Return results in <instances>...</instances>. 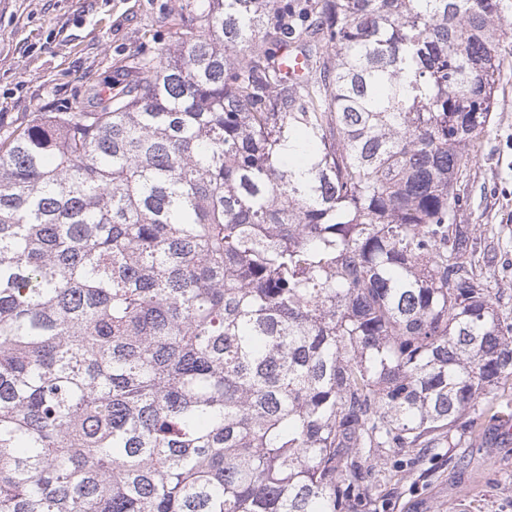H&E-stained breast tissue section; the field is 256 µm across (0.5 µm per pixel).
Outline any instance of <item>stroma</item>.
Instances as JSON below:
<instances>
[{
	"label": "stroma",
	"mask_w": 512,
	"mask_h": 512,
	"mask_svg": "<svg viewBox=\"0 0 512 512\" xmlns=\"http://www.w3.org/2000/svg\"><path fill=\"white\" fill-rule=\"evenodd\" d=\"M184 0H0V126L74 101L99 104L137 76L138 51L173 43ZM463 186L467 224L487 228L491 271L512 283V55H503L492 128ZM487 435L469 448H442L436 460L379 466L382 512H512V438L492 432V415L512 413V385L482 399Z\"/></svg>",
	"instance_id": "1"
}]
</instances>
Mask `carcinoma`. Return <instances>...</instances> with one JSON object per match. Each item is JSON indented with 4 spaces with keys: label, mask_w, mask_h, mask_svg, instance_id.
Wrapping results in <instances>:
<instances>
[{
    "label": "carcinoma",
    "mask_w": 512,
    "mask_h": 512,
    "mask_svg": "<svg viewBox=\"0 0 512 512\" xmlns=\"http://www.w3.org/2000/svg\"><path fill=\"white\" fill-rule=\"evenodd\" d=\"M510 11L184 0L134 84L1 130L0 512H379L377 456L481 438ZM501 59L492 128L461 189L468 195L464 224L489 229L485 244L494 257L491 273L507 287L512 280V55Z\"/></svg>",
    "instance_id": "carcinoma-1"
}]
</instances>
